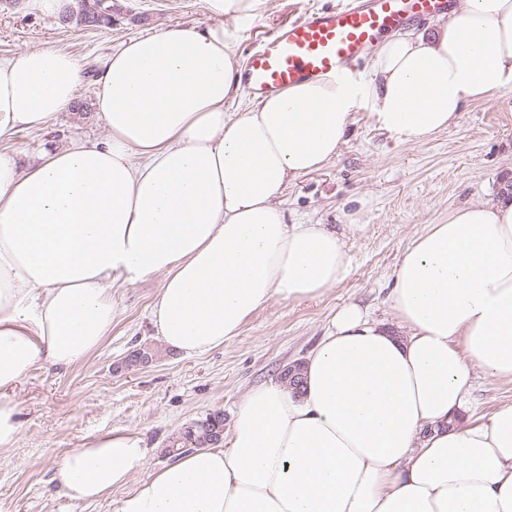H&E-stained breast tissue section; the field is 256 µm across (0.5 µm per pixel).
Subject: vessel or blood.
I'll return each mask as SVG.
<instances>
[{"instance_id":"b4317fda","label":"vessel or blood","mask_w":512,"mask_h":512,"mask_svg":"<svg viewBox=\"0 0 512 512\" xmlns=\"http://www.w3.org/2000/svg\"><path fill=\"white\" fill-rule=\"evenodd\" d=\"M450 0H353L306 12L266 33L248 55L242 79L256 94L323 77H347L367 62L383 36L410 21L443 13Z\"/></svg>"}]
</instances>
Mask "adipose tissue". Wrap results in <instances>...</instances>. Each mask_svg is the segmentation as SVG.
Returning <instances> with one entry per match:
<instances>
[{
	"label": "adipose tissue",
	"instance_id": "adipose-tissue-1",
	"mask_svg": "<svg viewBox=\"0 0 512 512\" xmlns=\"http://www.w3.org/2000/svg\"><path fill=\"white\" fill-rule=\"evenodd\" d=\"M258 0H207L204 28L129 38L96 81L107 136L41 149L20 168L0 151V449L19 422L10 390L104 343L116 281L159 278L157 336L192 356L239 336L271 300L341 283L356 226L287 220L292 180L335 159L352 112L403 141L455 125L512 88V0H463L432 32L405 30L360 81L326 77L243 103L225 19ZM83 66L38 47L0 60V141L45 127L73 102ZM396 324L337 310L304 362L239 401L226 447L194 448L127 493L119 512H512V403L472 419L475 371L512 381V199L449 211L393 271ZM112 431L55 472L94 501L144 464Z\"/></svg>",
	"mask_w": 512,
	"mask_h": 512
}]
</instances>
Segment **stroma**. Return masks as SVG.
<instances>
[{"label":"stroma","mask_w":512,"mask_h":512,"mask_svg":"<svg viewBox=\"0 0 512 512\" xmlns=\"http://www.w3.org/2000/svg\"><path fill=\"white\" fill-rule=\"evenodd\" d=\"M346 2L259 0L252 17L225 20L224 27L243 63L254 41L281 20ZM112 14L111 28L88 29L41 12L35 0H0V58L44 45L72 54L84 67L77 96L91 105L98 74L123 41L208 20L204 0H112ZM369 110L366 104L354 110L337 159L295 179L280 197L292 223L356 220L346 278L314 300L270 301L240 336L193 357L168 350L149 322L159 280L117 283L119 315L102 347L72 367L33 371L12 392L20 428L15 444L0 450V512H118L124 488L92 503L72 500L54 478L57 464L94 437L122 431L147 450L144 468L134 475L145 479L169 464L165 448L185 427L215 411L232 424L242 395L305 359L342 305L354 302L392 321V272L425 225L465 203L512 197V89L468 106L458 125L418 143L380 130ZM105 137L89 108L64 112L49 129L20 132L0 148L19 151L27 163L44 145ZM144 347L156 350V362L126 367V357Z\"/></svg>","instance_id":"stroma-1"}]
</instances>
